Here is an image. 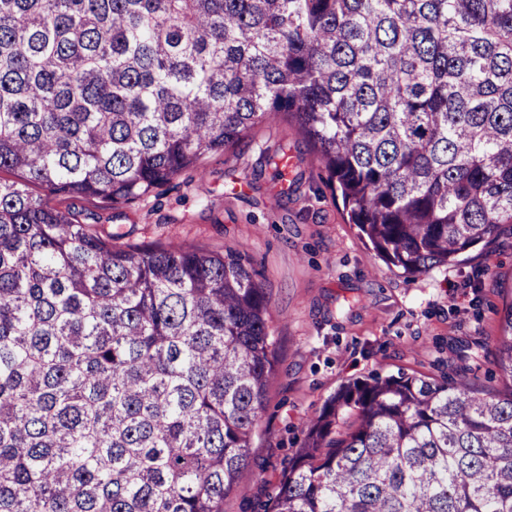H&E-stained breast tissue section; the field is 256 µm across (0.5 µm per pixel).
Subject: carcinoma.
<instances>
[{
	"label": "carcinoma",
	"instance_id": "1",
	"mask_svg": "<svg viewBox=\"0 0 512 512\" xmlns=\"http://www.w3.org/2000/svg\"><path fill=\"white\" fill-rule=\"evenodd\" d=\"M281 114L383 260L446 265L512 224V0H0V512H224L257 272L50 198L131 203ZM497 366L342 385L263 512H512V302Z\"/></svg>",
	"mask_w": 512,
	"mask_h": 512
}]
</instances>
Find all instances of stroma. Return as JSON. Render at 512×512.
Segmentation results:
<instances>
[{"mask_svg":"<svg viewBox=\"0 0 512 512\" xmlns=\"http://www.w3.org/2000/svg\"><path fill=\"white\" fill-rule=\"evenodd\" d=\"M292 155L293 176L270 164ZM84 221L123 243L233 249L261 273L276 338L273 376L253 433L249 474L224 512H260L325 401L347 380L417 372L503 386L495 338L512 303V224L458 261L419 276L389 267L322 180L312 144L279 116L159 194Z\"/></svg>","mask_w":512,"mask_h":512,"instance_id":"35a3bbf8","label":"stroma"}]
</instances>
